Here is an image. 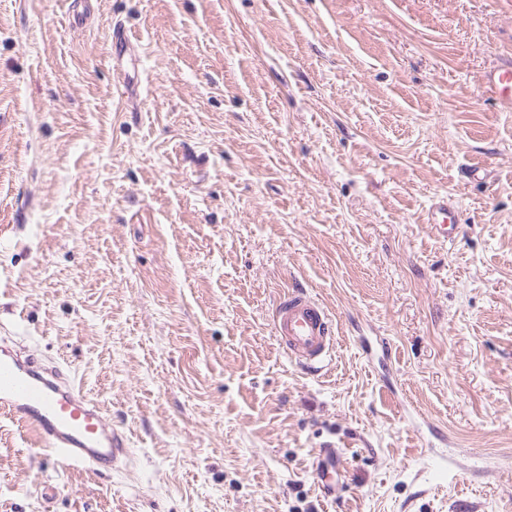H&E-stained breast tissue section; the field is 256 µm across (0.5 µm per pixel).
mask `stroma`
<instances>
[{"label":"stroma","instance_id":"35a3bbf8","mask_svg":"<svg viewBox=\"0 0 512 512\" xmlns=\"http://www.w3.org/2000/svg\"><path fill=\"white\" fill-rule=\"evenodd\" d=\"M511 62L512 0H0V341L129 450L61 471L0 415V512H512ZM425 223L431 234L442 243L455 238L459 227L455 211L448 206V197H436L427 211ZM272 330L288 359L309 372L324 370L336 351L334 316L304 289H291L279 300ZM336 460V448H324L316 466V474L321 482L324 492H330L335 490V487L331 481L333 475H336L339 471V465L336 462Z\"/></svg>","mask_w":512,"mask_h":512}]
</instances>
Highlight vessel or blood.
Segmentation results:
<instances>
[{
  "label": "vessel or blood",
  "instance_id": "vessel-or-blood-1",
  "mask_svg": "<svg viewBox=\"0 0 512 512\" xmlns=\"http://www.w3.org/2000/svg\"><path fill=\"white\" fill-rule=\"evenodd\" d=\"M441 242L455 238L458 220L446 197H436L426 219ZM272 330L284 354L301 368L318 373L328 366L338 343L333 315L303 289L289 290L273 312ZM0 413L30 429L52 465L84 467L111 473L126 457V437L112 429L100 406L60 367L22 356L0 346ZM339 471L335 448L321 453L316 474L325 491H333Z\"/></svg>",
  "mask_w": 512,
  "mask_h": 512
}]
</instances>
